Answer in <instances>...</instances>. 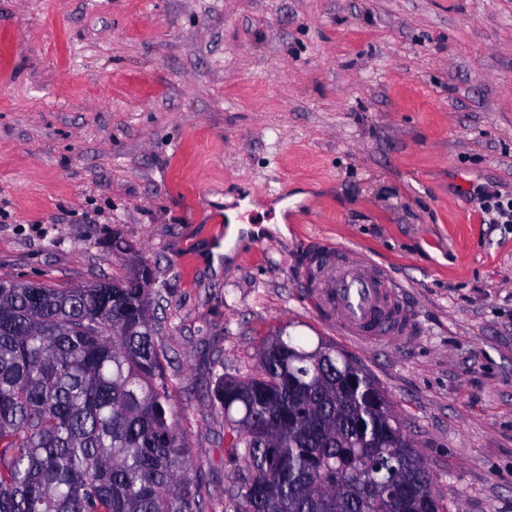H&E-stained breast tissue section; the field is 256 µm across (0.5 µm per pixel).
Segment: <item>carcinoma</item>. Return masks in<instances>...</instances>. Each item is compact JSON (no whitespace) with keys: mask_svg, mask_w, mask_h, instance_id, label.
I'll return each mask as SVG.
<instances>
[{"mask_svg":"<svg viewBox=\"0 0 512 512\" xmlns=\"http://www.w3.org/2000/svg\"><path fill=\"white\" fill-rule=\"evenodd\" d=\"M140 263L83 288L0 281V512H212ZM235 512H445L386 393L358 361L280 332L259 371L219 376Z\"/></svg>","mask_w":512,"mask_h":512,"instance_id":"cac0c4a2","label":"carcinoma"}]
</instances>
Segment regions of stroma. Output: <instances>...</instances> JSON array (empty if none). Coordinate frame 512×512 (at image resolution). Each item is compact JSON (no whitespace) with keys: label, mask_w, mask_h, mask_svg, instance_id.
Segmentation results:
<instances>
[{"label":"stroma","mask_w":512,"mask_h":512,"mask_svg":"<svg viewBox=\"0 0 512 512\" xmlns=\"http://www.w3.org/2000/svg\"><path fill=\"white\" fill-rule=\"evenodd\" d=\"M487 193L512 197V0H0V279L154 270L213 497L214 379L283 328L370 371L449 512H512V226ZM317 234L404 283L411 343L311 310ZM481 210L492 216L489 224H512V198H488L482 202Z\"/></svg>","instance_id":"obj_1"}]
</instances>
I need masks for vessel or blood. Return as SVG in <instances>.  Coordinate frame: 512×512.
I'll list each match as a JSON object with an SVG mask.
<instances>
[{"mask_svg": "<svg viewBox=\"0 0 512 512\" xmlns=\"http://www.w3.org/2000/svg\"><path fill=\"white\" fill-rule=\"evenodd\" d=\"M301 268L318 281L309 302L340 334L366 344L408 341L415 332L401 283L366 252L326 237L306 240Z\"/></svg>", "mask_w": 512, "mask_h": 512, "instance_id": "1", "label": "vessel or blood"}]
</instances>
